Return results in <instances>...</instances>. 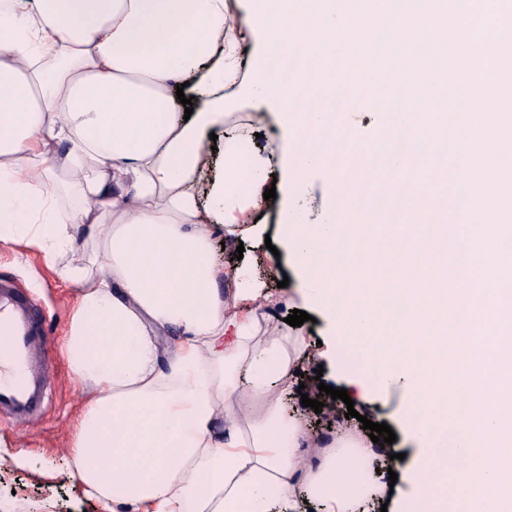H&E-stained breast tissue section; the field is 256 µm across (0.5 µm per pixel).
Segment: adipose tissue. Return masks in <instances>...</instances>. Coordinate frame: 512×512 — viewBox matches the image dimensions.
Listing matches in <instances>:
<instances>
[{"instance_id": "1", "label": "adipose tissue", "mask_w": 512, "mask_h": 512, "mask_svg": "<svg viewBox=\"0 0 512 512\" xmlns=\"http://www.w3.org/2000/svg\"><path fill=\"white\" fill-rule=\"evenodd\" d=\"M247 2L265 52L245 76L224 36L227 0H0V242L60 255L79 224L89 243L63 271L79 286L65 348L88 389L75 474L106 512H362L390 492L368 437L339 432L312 454L275 388L311 359L306 336L274 325L247 267L211 258L213 225L236 242L272 186L244 132L226 134L221 167L203 177L224 90L239 84L281 106L294 176L318 167L342 188L396 171L383 191L403 194L417 223L344 196L318 224L281 209L282 245L308 298L366 356L360 393L399 376L418 394L420 512H448L451 490L465 512H512V265L490 274L452 258L446 162L388 152L376 170L354 136L337 166L331 113L292 106L299 87L368 100L396 80L413 109L391 114L390 139L441 141L442 76L378 64L379 32L390 56L406 47L402 0ZM300 45L318 65L283 84L271 55ZM180 84L192 114L176 105ZM53 170L80 208L60 207Z\"/></svg>"}]
</instances>
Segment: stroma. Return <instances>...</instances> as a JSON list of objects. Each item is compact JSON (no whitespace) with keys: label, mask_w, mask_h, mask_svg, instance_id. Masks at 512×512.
I'll list each match as a JSON object with an SVG mask.
<instances>
[{"label":"stroma","mask_w":512,"mask_h":512,"mask_svg":"<svg viewBox=\"0 0 512 512\" xmlns=\"http://www.w3.org/2000/svg\"><path fill=\"white\" fill-rule=\"evenodd\" d=\"M224 100L231 125L257 134L256 149L262 157L275 161L283 158L290 142L279 124L276 106L256 101L234 87L225 88ZM333 202L330 177L322 169L309 168L303 178L289 180L282 198L260 205L255 213V233L244 240L243 251L224 246V231L219 227L212 234L211 251L217 265H247L252 278L266 292L277 293L278 281L288 280L292 299L288 305L274 309V324L282 325L293 310L304 311L310 316L302 325L308 336L322 344L335 345L344 354L351 351V344L338 338L325 312L306 299L304 282L287 252L276 255L266 247L267 241L279 239L281 204L299 210L306 222L315 224ZM0 277L11 278L41 300L55 342L63 343L70 327L76 284L65 280L41 253L12 243H0ZM55 366V391L46 412L22 429L0 424V512H105L100 502L85 496L72 473L69 446L73 423L85 399L83 390L69 373L65 352H58ZM322 383L346 389L354 402L355 417L345 418L343 401L321 395L318 386ZM305 395L322 399V413L302 405ZM280 396L287 407L302 416L314 438L331 437L340 429L359 431V418L364 415L392 428L396 435L394 446L404 453L407 464H415L420 455L419 442L404 424L405 416L416 411V399L401 379H394L388 389L364 398L337 371L334 360L326 358L318 365L303 363L300 375L290 378Z\"/></svg>","instance_id":"obj_1"}]
</instances>
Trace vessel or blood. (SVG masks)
<instances>
[{
    "mask_svg": "<svg viewBox=\"0 0 512 512\" xmlns=\"http://www.w3.org/2000/svg\"><path fill=\"white\" fill-rule=\"evenodd\" d=\"M0 420L22 427L40 416L52 395L55 346L39 301L0 278Z\"/></svg>",
    "mask_w": 512,
    "mask_h": 512,
    "instance_id": "obj_1",
    "label": "vessel or blood"
}]
</instances>
